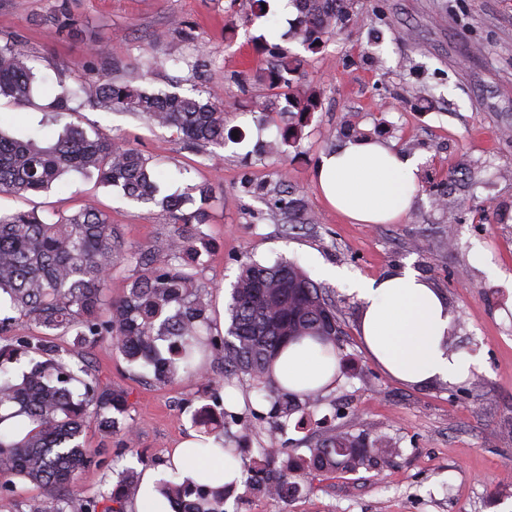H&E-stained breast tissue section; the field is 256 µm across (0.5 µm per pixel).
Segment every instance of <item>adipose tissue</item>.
<instances>
[{"instance_id": "1", "label": "adipose tissue", "mask_w": 512, "mask_h": 512, "mask_svg": "<svg viewBox=\"0 0 512 512\" xmlns=\"http://www.w3.org/2000/svg\"><path fill=\"white\" fill-rule=\"evenodd\" d=\"M415 157L382 142L350 141L320 157L314 181L326 202L356 224H392L409 211L417 189ZM361 302L360 331L368 352L393 377L411 384L456 379L465 360L446 346L450 316L444 295L405 269L350 284ZM336 358L312 340L287 346L275 375L291 391L328 383ZM168 467L142 472L134 512H171L161 479L221 487L242 478L241 463L215 442L190 437L168 452Z\"/></svg>"}]
</instances>
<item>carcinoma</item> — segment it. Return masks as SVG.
I'll return each mask as SVG.
<instances>
[{
  "mask_svg": "<svg viewBox=\"0 0 512 512\" xmlns=\"http://www.w3.org/2000/svg\"><path fill=\"white\" fill-rule=\"evenodd\" d=\"M268 0H230V10L251 21L266 15ZM297 16L288 41L307 52H321L330 38L348 27L353 0H288ZM248 106L274 113L275 139L262 150L270 155L297 146L312 114L322 106L324 90L301 82L306 59L266 38H258ZM36 74L9 45L0 46V96L28 101ZM83 97L104 111L130 112L161 128L172 129L184 144L222 147L235 139L228 114L215 91L200 94L149 91L105 77L81 84ZM96 174L103 187L117 189L131 203L156 204L166 213L171 232L164 243L128 248L107 212L86 206L54 224L29 212H0V410L29 420L34 428L22 437L0 434V490L19 477L53 496L49 507L31 498L26 512H126L138 492L133 472L121 475L109 496L74 508L70 492L81 473L101 461L104 448L86 444L88 416L107 435L129 439L133 429L121 424L125 396L103 384L87 366L68 364L56 346L34 343L19 332L35 325L45 336L70 333L73 346L109 343L130 363L152 369L160 384L201 372L195 347L211 323L202 280L209 240L201 226L210 222L213 188L190 184L182 192L157 199L159 185L152 159L115 137L89 138L67 126L50 145L35 135L18 139L0 132V192L38 193L66 173ZM291 221L313 224L302 199L284 203ZM133 267L126 292L108 294L112 275ZM230 324L220 342L224 368L273 400V413L288 418L317 400L322 389L296 393L273 376V364L286 346L304 338L334 345L342 335L327 289L294 262L272 265L244 263L228 305ZM30 358V367L16 376L11 365ZM272 434L263 460L253 462L244 481L246 492L272 502L297 493L288 470L267 469L284 449ZM390 447L370 443L361 434L333 433L310 449L302 467L353 473L376 466ZM158 490L179 512H226L227 493L205 485L163 481Z\"/></svg>",
  "mask_w": 512,
  "mask_h": 512,
  "instance_id": "cac0c4a2",
  "label": "carcinoma"
}]
</instances>
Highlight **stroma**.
<instances>
[{
	"label": "stroma",
	"instance_id": "35a3bbf8",
	"mask_svg": "<svg viewBox=\"0 0 512 512\" xmlns=\"http://www.w3.org/2000/svg\"><path fill=\"white\" fill-rule=\"evenodd\" d=\"M229 0H0V45H12L32 67L30 102L0 99V130L27 138L58 135L64 124L88 136L116 135L154 159L165 190L205 181L215 200L204 232L213 251L202 272L214 310L213 338L228 326L231 286L242 262L299 263L324 285L343 334L334 355L339 374L316 404L293 414L280 437L305 456L322 436L348 431L386 442L392 454L355 473L312 471L300 490L275 504L237 486L227 512H512V0H354L355 23L310 56L304 80L325 89L323 108L298 146L275 158L255 148L276 132L259 112L236 105L255 57L252 39L276 26V14L247 22ZM164 40H156L158 31ZM482 52H474V45ZM381 50L384 70L369 56ZM141 77L153 91L218 89L231 124L246 139L219 149L187 148L172 131L140 116L93 108L75 97L91 76ZM414 87L429 110L402 98ZM71 95L64 123L50 104ZM352 125L366 137L420 160L411 211L394 224H354L331 209L314 183L322 154L340 148ZM303 196L312 224H292L274 207L282 187ZM448 192L447 210L433 197ZM108 212L127 245L160 240L171 227L157 207L136 206L92 177L64 174L47 192L0 194V211L32 212L47 223L85 205ZM458 222L449 223V213ZM409 268L444 294L451 315L450 352L468 362L454 380L424 386L401 382L367 353L358 331L353 279ZM337 277H330V270ZM68 361L89 360L102 383L128 403L131 440L103 435L87 419L84 436L108 448L87 469L77 499L111 493L119 474L158 469L170 448L190 437L203 406L227 410V440L250 466L274 426L271 402L249 382L226 375L220 352L205 358L203 376L161 385L150 370L98 345L71 353L72 336L55 339Z\"/></svg>",
	"mask_w": 512,
	"mask_h": 512
}]
</instances>
